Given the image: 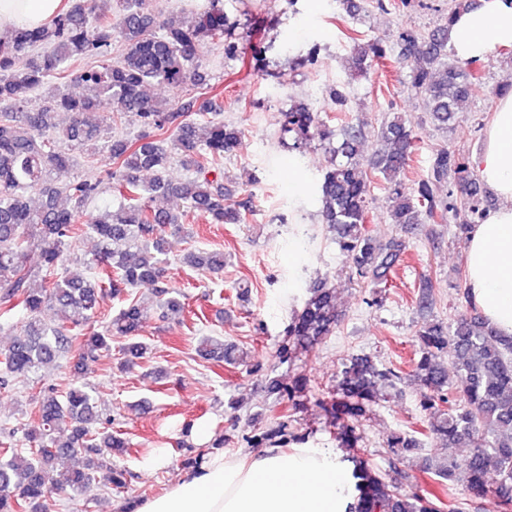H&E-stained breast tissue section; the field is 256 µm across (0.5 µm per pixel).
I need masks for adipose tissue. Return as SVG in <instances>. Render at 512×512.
Returning <instances> with one entry per match:
<instances>
[{
  "label": "adipose tissue",
  "instance_id": "adipose-tissue-1",
  "mask_svg": "<svg viewBox=\"0 0 512 512\" xmlns=\"http://www.w3.org/2000/svg\"><path fill=\"white\" fill-rule=\"evenodd\" d=\"M63 0H0V31L38 29L62 11ZM451 45L464 61L512 49V0H480L459 13ZM480 180L498 198L465 246L467 288L482 315L512 336V93L498 97L482 151L473 159ZM353 466L336 448L308 443L256 455L213 454L163 496L131 512H349L358 492Z\"/></svg>",
  "mask_w": 512,
  "mask_h": 512
}]
</instances>
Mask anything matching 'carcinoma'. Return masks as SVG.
<instances>
[{"mask_svg": "<svg viewBox=\"0 0 512 512\" xmlns=\"http://www.w3.org/2000/svg\"><path fill=\"white\" fill-rule=\"evenodd\" d=\"M110 0L74 3L50 26L17 28L0 37V319L8 322L21 312L25 321L11 345L0 352V394L17 383L33 379L38 371L78 347L74 370L96 362L112 343L123 341V369L142 357L147 345L136 340L146 321L132 290L145 288L157 298L161 317L185 309L182 293L166 283L164 234L179 232L191 213H202L214 224H238L244 202L224 203V184L209 178L220 173L224 156L242 145V130L224 121L223 101L210 94L201 72L207 45H221L234 57L239 44L233 25L224 16L223 0H211L208 10L191 20L165 21L146 7L145 0H119V14H109ZM454 14L426 37L404 34L406 56L412 58L411 87L426 100L434 127L446 130L463 102L481 83L475 61L462 66L448 63ZM122 45L112 60L114 37ZM96 61L79 73L71 61ZM387 59L382 43L374 41L352 56V67L363 71ZM77 82L81 95L57 93L37 109L32 95L52 80ZM151 85L183 92L176 104L146 94ZM71 115L60 126L58 116ZM197 119H192L191 115ZM132 117L135 138L112 135V127ZM282 131L303 140H328L333 131L319 124L306 106L284 113ZM338 145L318 185L320 216L348 253L356 274L375 283L387 281L401 260L405 244L380 241L368 226L369 180L363 170L359 127L342 129ZM87 152L91 158L109 153L112 170L107 180L77 178L63 184L50 175L73 162L61 141ZM372 169L389 183L391 223L415 230L429 222H456L462 234L482 219L477 187L467 163L442 148L431 158L426 175L408 187L401 179L417 147V137L399 113L381 123ZM177 161L191 177L169 179L166 170ZM150 173L148 180L143 173ZM118 192L117 207L108 204L84 219L90 202L106 185ZM457 185L459 200L446 199L442 188ZM161 198L164 207H154ZM86 220V228L78 227ZM86 230L98 239V249L84 260L91 278L73 276L64 269V246ZM51 240L53 247L41 242ZM187 263L214 271L224 268V253H191ZM41 277L34 286L35 277ZM120 298L123 305L104 326H96L105 299ZM50 307L56 319L42 320ZM335 290L320 283L313 287L302 310L288 326L295 348L313 351L337 325ZM419 357L412 376L423 391V407L433 421L421 431L443 448L461 441L472 451L459 460L426 459L425 470L452 481L461 479L470 495L492 492L505 512H512V338L499 335L475 306L453 322L427 320L417 334ZM199 353L207 359L241 365L248 352L204 337ZM453 377H448V368ZM399 378L365 357L342 364L336 399L324 404L336 420L337 434L347 443L358 441L354 430L340 421L363 416L381 390ZM31 421L17 429L0 428V512H43L49 494L58 489L85 493L98 484L109 490L125 486L127 472L112 467V453L129 442L112 432V419L103 416L98 402L83 384L60 390L39 387L30 396ZM23 438H17V434ZM27 447L19 446L20 440ZM80 457L69 467L53 464ZM360 480L355 512H462L433 492L407 494L370 471L351 456ZM495 472L496 485L487 487L486 475Z\"/></svg>", "mask_w": 512, "mask_h": 512, "instance_id": "cac0c4a2", "label": "carcinoma"}]
</instances>
